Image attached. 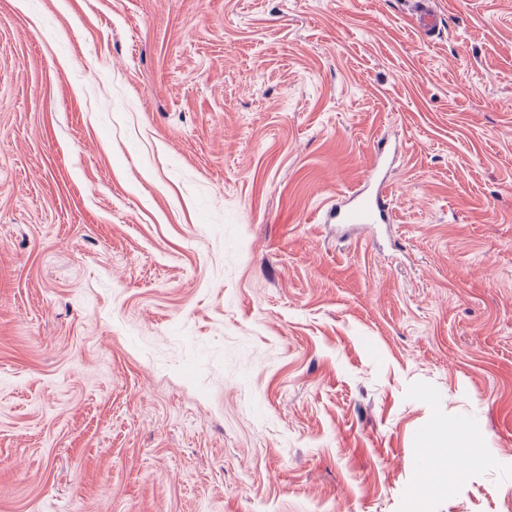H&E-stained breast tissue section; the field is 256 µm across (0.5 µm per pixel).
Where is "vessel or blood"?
Listing matches in <instances>:
<instances>
[{"mask_svg": "<svg viewBox=\"0 0 512 512\" xmlns=\"http://www.w3.org/2000/svg\"><path fill=\"white\" fill-rule=\"evenodd\" d=\"M414 8L420 30L432 34L439 24L433 0H415ZM329 218L339 224L354 226L390 223L392 207L385 179L379 178L377 170H370L362 183L337 195Z\"/></svg>", "mask_w": 512, "mask_h": 512, "instance_id": "vessel-or-blood-1", "label": "vessel or blood"}]
</instances>
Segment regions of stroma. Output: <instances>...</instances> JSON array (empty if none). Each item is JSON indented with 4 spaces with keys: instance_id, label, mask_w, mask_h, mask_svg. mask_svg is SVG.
Returning <instances> with one entry per match:
<instances>
[{
    "instance_id": "obj_1",
    "label": "stroma",
    "mask_w": 512,
    "mask_h": 512,
    "mask_svg": "<svg viewBox=\"0 0 512 512\" xmlns=\"http://www.w3.org/2000/svg\"><path fill=\"white\" fill-rule=\"evenodd\" d=\"M435 7L0 0V512H512V0ZM418 27L422 32L429 35L434 32L439 24L438 14L432 0L413 1ZM385 151L386 145L379 142L375 149V163L367 178L356 187L337 195L336 204L329 211L330 222L353 226L390 224L392 207L388 185L384 177L378 178ZM429 447L430 448H427L428 456L436 462L447 459L449 462L463 452L468 453L473 459H477L480 456L479 448H474L469 443V438L467 444H461L459 446H448V448H446L440 445H432Z\"/></svg>"
}]
</instances>
